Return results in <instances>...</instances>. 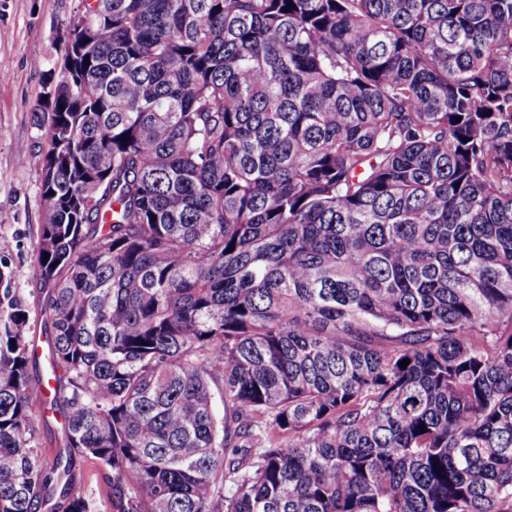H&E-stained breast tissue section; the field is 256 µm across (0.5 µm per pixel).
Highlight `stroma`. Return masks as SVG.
Here are the masks:
<instances>
[{
  "instance_id": "35a3bbf8",
  "label": "stroma",
  "mask_w": 512,
  "mask_h": 512,
  "mask_svg": "<svg viewBox=\"0 0 512 512\" xmlns=\"http://www.w3.org/2000/svg\"><path fill=\"white\" fill-rule=\"evenodd\" d=\"M82 8V0H0V269L28 304L29 333L37 337L43 295L35 249L44 222L41 183L48 144L34 110L44 74L60 62L69 24ZM31 414L34 445L43 458L67 454L60 416L38 404ZM71 479L98 512H112L103 473L92 460L73 455Z\"/></svg>"
}]
</instances>
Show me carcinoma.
<instances>
[{"mask_svg": "<svg viewBox=\"0 0 512 512\" xmlns=\"http://www.w3.org/2000/svg\"><path fill=\"white\" fill-rule=\"evenodd\" d=\"M49 82L0 512H95L35 402L112 512H512V0H85ZM31 414L35 430L34 446L43 458L51 463L59 454H68L59 414L44 411L39 403L32 406ZM70 474L74 488L89 496L95 502L99 512H112L103 473L92 460L72 453Z\"/></svg>", "mask_w": 512, "mask_h": 512, "instance_id": "1", "label": "carcinoma"}]
</instances>
